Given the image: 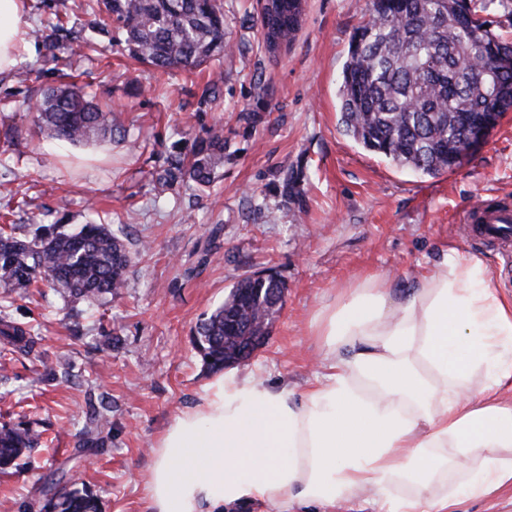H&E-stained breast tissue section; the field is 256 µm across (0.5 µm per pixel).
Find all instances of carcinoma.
Returning a JSON list of instances; mask_svg holds the SVG:
<instances>
[{
  "mask_svg": "<svg viewBox=\"0 0 512 512\" xmlns=\"http://www.w3.org/2000/svg\"><path fill=\"white\" fill-rule=\"evenodd\" d=\"M489 0H371L369 15L353 32L338 87L340 125L364 149L394 164L435 177L462 165L459 143L473 119L497 106V117L512 109V43L482 20ZM99 19L92 35L75 43L36 34L48 55L85 56L97 51L96 37L121 28L131 57L156 71L180 68L193 76L208 63L224 59V0H96ZM280 21L260 16L264 36L289 43L301 14L288 7ZM36 134L72 145L88 144L128 132L112 109L88 98L69 82L50 87L24 101ZM167 167L151 174L164 190L211 186L224 166V126L215 124L195 139L189 151L175 148ZM132 256L123 226L82 224L68 228L41 224L31 237L0 225V285L36 288L44 283L67 298L97 302L118 297ZM252 288H276L282 281L238 279L224 301L196 327L195 347L207 368L250 358L244 336H267L257 326L261 315L250 310ZM36 337L30 327L0 322V348L30 353ZM42 434L21 421L0 427V473L39 447ZM39 512H97L94 499L78 490L43 489Z\"/></svg>",
  "mask_w": 512,
  "mask_h": 512,
  "instance_id": "carcinoma-1",
  "label": "carcinoma"
}]
</instances>
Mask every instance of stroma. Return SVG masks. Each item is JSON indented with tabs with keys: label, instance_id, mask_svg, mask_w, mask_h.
Returning <instances> with one entry per match:
<instances>
[{
	"label": "stroma",
	"instance_id": "stroma-1",
	"mask_svg": "<svg viewBox=\"0 0 512 512\" xmlns=\"http://www.w3.org/2000/svg\"><path fill=\"white\" fill-rule=\"evenodd\" d=\"M369 0H304L294 41L269 52L256 20L260 0H224V58L218 102L202 96L213 72L195 79L157 74L105 43L92 60L47 59L28 42L0 74V212L21 225L128 224L134 262L120 297L102 305L32 289L10 309L39 340L0 370V425L25 420L45 441L0 474V512H38L46 479L79 473L98 512H145L143 482L153 446L174 417L194 407L212 374L193 347L204 314L244 274L270 269L286 285L267 343L240 372L262 367L270 383L303 391L320 350L309 320L348 281L386 274L394 293L458 249L493 268L512 295V255L458 234L478 202L512 204V112L452 172L431 177L373 154L342 131L337 90L350 36ZM69 16L74 30L94 21L82 0H29V22ZM109 102L143 152L117 141L86 145L39 141L14 103L60 77ZM224 126V166L209 189L158 192L151 173L174 144L190 147L214 123ZM292 174L299 193L280 195ZM126 223V222H125ZM150 242L141 251V242ZM103 411L98 441L85 430Z\"/></svg>",
	"mask_w": 512,
	"mask_h": 512
}]
</instances>
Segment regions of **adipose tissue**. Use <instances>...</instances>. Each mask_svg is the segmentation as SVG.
<instances>
[{"mask_svg":"<svg viewBox=\"0 0 512 512\" xmlns=\"http://www.w3.org/2000/svg\"><path fill=\"white\" fill-rule=\"evenodd\" d=\"M28 24L0 0V72ZM449 252L397 296L375 274L309 324L322 373L301 394L230 369L160 437L146 512L342 504L451 512L512 485V299Z\"/></svg>","mask_w":512,"mask_h":512,"instance_id":"adipose-tissue-1","label":"adipose tissue"}]
</instances>
